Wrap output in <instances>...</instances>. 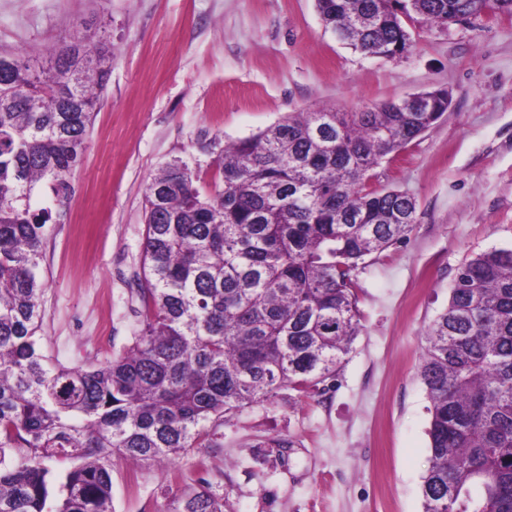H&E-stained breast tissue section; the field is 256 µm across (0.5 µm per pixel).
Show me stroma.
I'll return each mask as SVG.
<instances>
[{
    "instance_id": "35a3bbf8",
    "label": "stroma",
    "mask_w": 512,
    "mask_h": 512,
    "mask_svg": "<svg viewBox=\"0 0 512 512\" xmlns=\"http://www.w3.org/2000/svg\"><path fill=\"white\" fill-rule=\"evenodd\" d=\"M112 43L107 100L45 250L42 353L69 368L131 347L144 188L201 141H235L316 106L358 112L434 88L451 106L378 168L416 201L406 240L357 272L362 332L311 397L245 408L213 448L172 461L112 458V512H167L204 488L224 512H423L429 402L425 330L460 264L512 248V15L448 27L412 22L394 58L325 29L315 0H0V46L24 54L80 27Z\"/></svg>"
}]
</instances>
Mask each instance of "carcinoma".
I'll return each mask as SVG.
<instances>
[{"instance_id": "1", "label": "carcinoma", "mask_w": 512, "mask_h": 512, "mask_svg": "<svg viewBox=\"0 0 512 512\" xmlns=\"http://www.w3.org/2000/svg\"><path fill=\"white\" fill-rule=\"evenodd\" d=\"M486 0H316L363 54L408 50L401 17L446 27ZM112 48L87 27L31 58L0 49V512H112V454L171 460L282 390L336 375L362 325L357 271L403 240L416 202L376 169L448 111V90L361 112H291L214 137L209 190L175 160L145 186L133 345L104 365L39 349L41 262L71 196ZM430 414L423 512H512V248L457 269L418 368ZM68 462L60 476L45 464ZM171 512H223L189 490Z\"/></svg>"}]
</instances>
